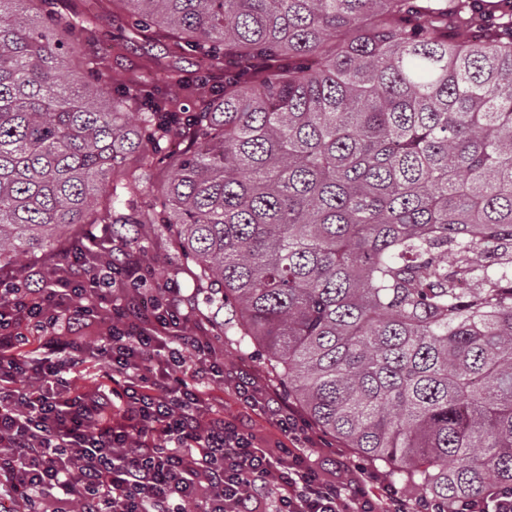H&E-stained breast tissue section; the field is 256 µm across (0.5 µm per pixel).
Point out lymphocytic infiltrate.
I'll return each mask as SVG.
<instances>
[{
	"label": "lymphocytic infiltrate",
	"instance_id": "obj_1",
	"mask_svg": "<svg viewBox=\"0 0 512 512\" xmlns=\"http://www.w3.org/2000/svg\"><path fill=\"white\" fill-rule=\"evenodd\" d=\"M151 272L126 258L93 274L83 256L67 268L0 279V506L43 512L64 498L76 512H440L437 503L370 489L362 470L327 482L307 463L316 443L288 409L257 396L249 377L224 370L176 299L112 298ZM112 322L94 350L76 336L90 310ZM46 355L29 361L28 331ZM101 361L107 381L86 390L78 369ZM196 379L232 383L270 414L289 441L271 456L235 421L210 417Z\"/></svg>",
	"mask_w": 512,
	"mask_h": 512
}]
</instances>
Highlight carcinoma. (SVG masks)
<instances>
[{
    "instance_id": "cac0c4a2",
    "label": "carcinoma",
    "mask_w": 512,
    "mask_h": 512,
    "mask_svg": "<svg viewBox=\"0 0 512 512\" xmlns=\"http://www.w3.org/2000/svg\"><path fill=\"white\" fill-rule=\"evenodd\" d=\"M60 2L0 0V270L152 224L320 431L446 512L511 487L512 0H118L204 61L167 91L74 69Z\"/></svg>"
}]
</instances>
